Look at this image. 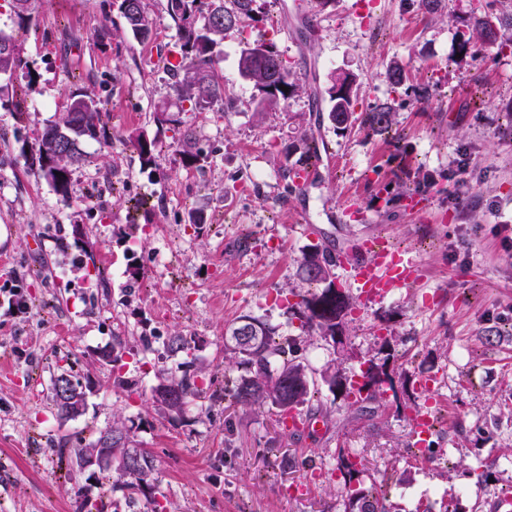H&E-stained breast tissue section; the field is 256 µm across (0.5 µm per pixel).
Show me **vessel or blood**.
<instances>
[{
  "label": "vessel or blood",
  "mask_w": 512,
  "mask_h": 512,
  "mask_svg": "<svg viewBox=\"0 0 512 512\" xmlns=\"http://www.w3.org/2000/svg\"><path fill=\"white\" fill-rule=\"evenodd\" d=\"M358 248L362 258L350 266L348 277L364 300H383L417 279L418 266L413 258L384 240L368 237Z\"/></svg>",
  "instance_id": "vessel-or-blood-1"
}]
</instances>
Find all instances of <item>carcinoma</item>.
Masks as SVG:
<instances>
[{
    "mask_svg": "<svg viewBox=\"0 0 512 512\" xmlns=\"http://www.w3.org/2000/svg\"><path fill=\"white\" fill-rule=\"evenodd\" d=\"M168 13L175 23L181 49V62L173 68L182 75L176 81L178 102H189L195 109H204L216 103L229 110L234 101L224 95V83L213 67L215 48L224 38V32L239 28L248 21L257 20L261 13L260 0H167ZM120 13L127 31L141 41L150 36L152 19L145 10L143 0H120ZM512 31V13L500 16L486 12L475 17L471 34L461 39L459 48L466 53L479 41L483 44L506 48L512 38L503 30ZM24 66L20 47L12 53L0 52V74L13 73ZM237 69L255 90V111L259 114L275 111L282 102L300 90V84L291 69L284 64L274 44L264 40L243 42ZM289 91H283V88ZM330 108L328 121L337 129L345 131L355 121L357 93L354 80L348 73L332 78L328 90ZM364 126L378 134L392 131L394 113L392 107L381 105L365 113ZM55 140L59 151L49 154L42 143ZM94 140L103 147L112 144L104 126L100 124L98 101L86 92H74L59 121L45 127L37 141L31 163L38 166L43 177L52 183L56 191L65 195L68 191L71 167L83 156L81 145ZM146 167L154 164L156 141L138 135L130 140ZM301 157L307 163L319 159V142L311 135L301 139ZM336 263L330 251L320 245L307 247L300 262L302 280L311 285L307 294L291 306L293 314L301 322V328L317 331L324 339H344L345 318L351 310L350 296L336 285ZM225 364L241 365L246 374L234 382L232 402L242 408L253 409L265 406L276 410L280 420L310 401L312 370L307 358L301 354L297 336H281L270 323L251 315H241L227 329ZM358 374L366 379V397L352 406L361 413L373 412V405L380 402L387 390L394 389V378L390 373L389 359L363 358L359 366L349 370L337 364L322 371V379L330 389L343 396H350V376ZM204 389L196 386L195 377L184 372L172 374L156 388V403L169 413H179L190 398H199ZM112 439V458L115 470L122 479L119 487L132 492H144L150 486V478L156 464L153 455L143 448H133L124 431L123 424L115 421L99 431L94 444L103 439ZM132 460L136 469L129 470L120 465L122 460ZM362 459L350 448L336 450V468L343 474V491L357 512H387L386 506L370 491L352 486L353 480L362 472Z\"/></svg>",
    "mask_w": 512,
    "mask_h": 512,
    "instance_id": "cac0c4a2",
    "label": "carcinoma"
}]
</instances>
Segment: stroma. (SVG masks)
Listing matches in <instances>:
<instances>
[{
  "mask_svg": "<svg viewBox=\"0 0 512 512\" xmlns=\"http://www.w3.org/2000/svg\"><path fill=\"white\" fill-rule=\"evenodd\" d=\"M119 3L37 0L22 24L0 0V30L26 62L0 74V512H72L78 497L103 501V512H146L149 496L168 512H347L335 469L342 446L364 458L358 481L391 512H498L512 494V241L499 231L512 225V47L460 54L478 0H445L432 17L410 0H335L324 10L264 0L258 20L220 46L216 68L235 107L188 106L176 123L160 113L177 100L170 62L180 56L167 0H145L153 35L143 42ZM259 37L302 85L262 117L237 70L243 41ZM395 63L409 71L407 87L391 88ZM340 72L355 78L357 112L393 107L399 140L317 120ZM78 91L97 97L112 147L85 142L62 195L24 156ZM18 97L30 105L21 122ZM306 126L325 148L319 177L302 188L287 171L299 165ZM136 135L157 139L153 166L132 148ZM144 224L164 230L145 234ZM375 235L409 249L419 279L385 301H357L343 347L300 332L283 297L307 288L305 247H346L352 264V245ZM243 314L301 336L318 372L376 355L378 335L391 333L390 363L405 382L361 417L316 380L302 411L320 421L313 435L226 400L161 416L153 390L167 373L186 365L199 386L217 389L241 375L225 364L224 344ZM177 334L188 351L168 352ZM119 340L121 360L100 361ZM64 370L90 380L84 414L67 421L51 400ZM425 378L433 392L419 388ZM430 408L434 447L453 462L486 461L490 481L414 450L405 415ZM117 417L157 459L151 489L132 498L107 490L98 468L68 467L76 442L91 443ZM288 457L295 466H284Z\"/></svg>",
  "mask_w": 512,
  "mask_h": 512,
  "instance_id": "1",
  "label": "stroma"
}]
</instances>
